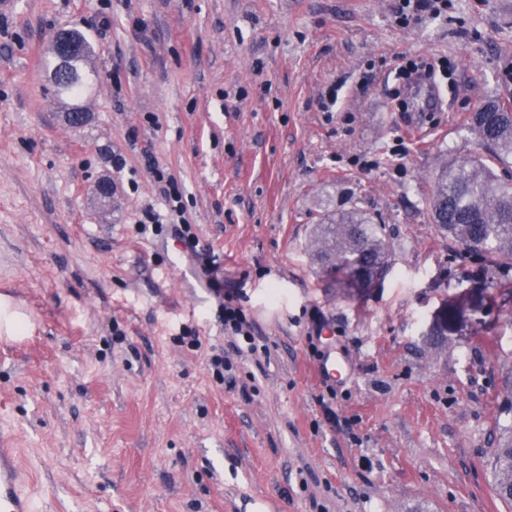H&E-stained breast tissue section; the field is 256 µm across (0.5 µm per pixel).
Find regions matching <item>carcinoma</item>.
<instances>
[{"label": "carcinoma", "mask_w": 512, "mask_h": 512, "mask_svg": "<svg viewBox=\"0 0 512 512\" xmlns=\"http://www.w3.org/2000/svg\"><path fill=\"white\" fill-rule=\"evenodd\" d=\"M73 37L81 50L64 62L48 64L58 92L78 96L85 85V66L93 53L82 35ZM470 129L491 148L489 156L445 159L434 174L428 200L432 223L461 247V254L481 260L489 272L512 269V180L495 167L509 168L512 158V103L484 102L471 116ZM362 212L352 209L318 225L313 243L315 258L348 287L360 290L382 280L391 251ZM493 486L498 499L512 504V425L499 431L492 461Z\"/></svg>", "instance_id": "1"}]
</instances>
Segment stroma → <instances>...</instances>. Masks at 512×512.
I'll list each match as a JSON object with an SVG mask.
<instances>
[{"label": "stroma", "instance_id": "35a3bbf8", "mask_svg": "<svg viewBox=\"0 0 512 512\" xmlns=\"http://www.w3.org/2000/svg\"><path fill=\"white\" fill-rule=\"evenodd\" d=\"M400 9L0 12V446L36 512H512L490 465L512 423L499 413L512 289L461 259L426 204L442 155L486 152L471 112L512 98V0H448L405 25ZM62 29L94 48L79 126L45 68ZM420 63L435 86L404 88ZM167 178L184 209L172 224L198 238L186 276L171 232L144 221L164 212ZM352 208L392 252L385 280L353 297L311 257L316 225ZM201 254L263 352L230 345ZM479 280L496 297L486 321L429 345L431 314ZM331 359L333 381L319 372Z\"/></svg>", "mask_w": 512, "mask_h": 512}]
</instances>
